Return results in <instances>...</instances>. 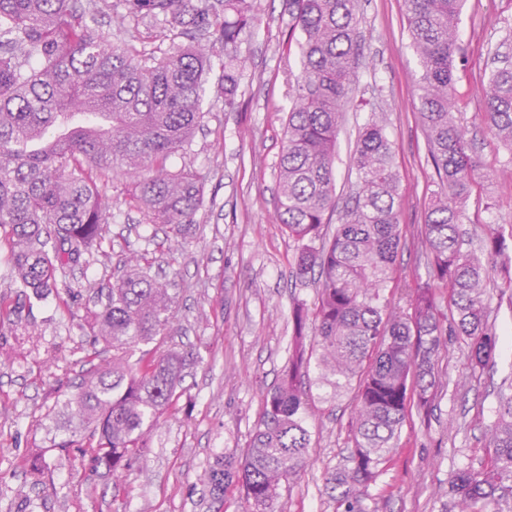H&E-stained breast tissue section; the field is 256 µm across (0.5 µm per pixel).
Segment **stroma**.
Wrapping results in <instances>:
<instances>
[{
  "label": "stroma",
  "mask_w": 512,
  "mask_h": 512,
  "mask_svg": "<svg viewBox=\"0 0 512 512\" xmlns=\"http://www.w3.org/2000/svg\"><path fill=\"white\" fill-rule=\"evenodd\" d=\"M259 24L239 47L243 62L239 106L227 110L218 86L224 46L216 44L207 75L205 117L172 169L203 182L195 222L179 236L147 223L130 202L132 179L115 173L104 189L112 244L106 254L59 278V293L23 300L0 321V512H246L239 487L223 500L204 496L200 476L222 455L242 457L262 398L288 361L290 310L316 302L312 282L296 276L299 244L275 215L279 159L285 146L289 89L301 73L291 37L288 0H251ZM122 0H96L93 26L111 42L138 54L163 56L185 46L183 27L171 19L113 17ZM366 39L352 101L336 140V195L345 199L355 175L351 156L372 105L385 112L401 178V222L407 227L394 279L386 292L426 278L415 243L430 201L433 170L416 109L420 61L408 32L403 0H363ZM512 32V0H467L458 33L465 62L454 93L462 125L476 139L485 177L473 187L462 224L480 243L489 224H512V151L486 131L485 64ZM145 255L166 282L175 311L177 342L196 359L182 383L177 408L164 411L149 435L150 451L112 493L106 471L85 469L75 453L59 449L64 416L55 406L76 393L83 360L93 350L94 288L111 284L130 253ZM512 281V246L489 266L487 299L499 344L495 380L512 376V312L500 293ZM75 291L70 306L59 295ZM433 411L407 415L382 475L363 496L366 512H457L448 486L457 470L480 467L486 427L497 398L485 377L469 375L467 346L451 335L439 358ZM309 420L313 446L305 470L283 485L277 512H337L328 478L353 446L349 393L318 391ZM45 449L49 472L33 481L25 457Z\"/></svg>",
  "instance_id": "35a3bbf8"
}]
</instances>
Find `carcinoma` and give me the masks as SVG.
Listing matches in <instances>:
<instances>
[{
	"label": "carcinoma",
	"mask_w": 512,
	"mask_h": 512,
	"mask_svg": "<svg viewBox=\"0 0 512 512\" xmlns=\"http://www.w3.org/2000/svg\"><path fill=\"white\" fill-rule=\"evenodd\" d=\"M467 0H404L409 33L421 60L418 116L426 132L435 189L424 215L427 278L405 284L406 309L392 307V278L404 227L400 176L385 117L372 111L351 162L356 184L331 237L336 212V132L364 60L361 0H288L301 76L293 88L286 144L279 162L276 216L301 243L299 279L313 278L315 312H291L288 362L267 391L242 461L220 456L205 471L214 500L241 484L249 512H274L282 483L307 465L314 406L306 382L312 364L333 376L334 393L354 390V448L329 483L343 512H363L361 499L383 472L411 407L436 397V362L448 332L469 349L471 374L491 371L498 337L486 302V262L504 255L506 236L488 225L484 256L463 249L462 216L477 172L475 151L454 112L453 86L463 48L457 26ZM76 0H0V235L12 248L18 287L36 296L58 288V275L102 248L105 214L99 181L120 169L134 177L131 200L150 224L181 232L195 222L202 181L171 170L203 118L208 51L189 45L137 60L85 21ZM188 16L224 42V105H235L242 61L238 47L255 23L250 0H124L125 19ZM491 133L512 145V60L495 50L486 89ZM448 292V313L439 308ZM167 285L130 266L105 293L94 336L112 348V365L88 376L62 402L81 426L58 443L94 470L119 476L147 450L146 432L178 404L192 352L163 344L171 335ZM485 468L459 470L450 492L459 512H489L512 492V394L498 397Z\"/></svg>",
	"instance_id": "carcinoma-1"
}]
</instances>
